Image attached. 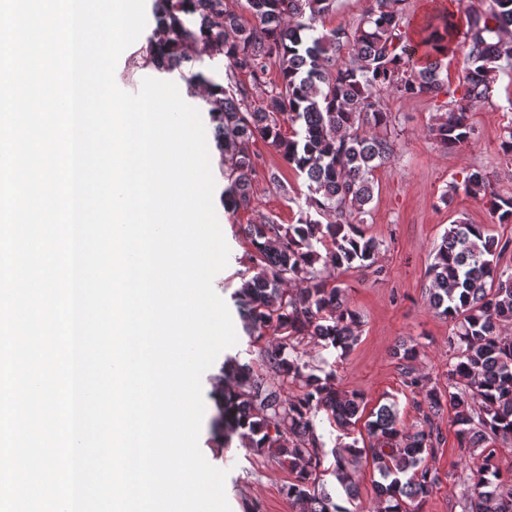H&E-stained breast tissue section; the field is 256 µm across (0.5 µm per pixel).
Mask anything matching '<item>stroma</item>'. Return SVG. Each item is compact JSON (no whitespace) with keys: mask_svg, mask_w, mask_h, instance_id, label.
<instances>
[{"mask_svg":"<svg viewBox=\"0 0 512 512\" xmlns=\"http://www.w3.org/2000/svg\"><path fill=\"white\" fill-rule=\"evenodd\" d=\"M136 52V47H129L118 61L115 80L121 89L137 92L147 77L166 78L185 87L179 72L167 74L149 64H133ZM385 103L395 119L392 135L400 150L375 174L374 198L364 226L368 235L384 243L377 261L383 272L375 275L353 269L344 276L347 301L361 318L354 349L342 357L312 342L305 347V358L317 366L333 364L337 383L344 390L362 393L367 410L396 402L402 423L411 427L418 421L412 407L414 395L403 384L393 347L402 340L417 344V370L429 374L441 389L448 385V365L455 357L448 347L454 325L437 316L429 304L425 271L434 247L458 218L486 225L496 237L512 238V223H498L480 198L449 190L469 170L480 169L490 175L500 194L512 196V159L500 148L505 129L512 126V70L499 71L489 99L473 106L472 139L460 151L443 150L430 135L428 128L436 115L432 100L389 95ZM256 150L263 170L276 173L278 180H259L248 208L234 214L221 208L216 211L230 255L213 287L226 300L251 265L250 247L239 232L240 225L266 215L293 224L305 208V178L269 147L260 144ZM452 417L448 409L439 421L444 441L430 465L440 483L419 512H464L465 493L475 480L476 467L458 445ZM199 446L211 465L227 472L225 491L231 512H245L251 505L258 506L259 512H294L282 494L292 478L288 469L236 442L228 448L215 447L206 424L201 427Z\"/></svg>","mask_w":512,"mask_h":512,"instance_id":"1","label":"stroma"}]
</instances>
